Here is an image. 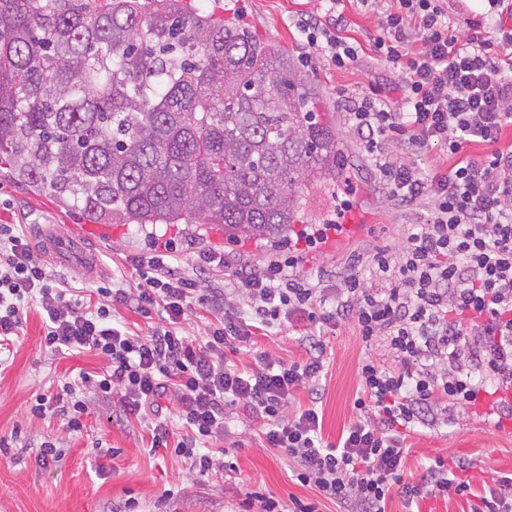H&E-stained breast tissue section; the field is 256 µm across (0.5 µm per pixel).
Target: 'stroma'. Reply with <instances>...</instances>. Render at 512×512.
I'll list each match as a JSON object with an SVG mask.
<instances>
[{
	"mask_svg": "<svg viewBox=\"0 0 512 512\" xmlns=\"http://www.w3.org/2000/svg\"><path fill=\"white\" fill-rule=\"evenodd\" d=\"M237 4L258 35L287 51L298 75L322 95L336 117V130L344 144L347 197L358 226L305 253L301 264L306 268L342 267L360 279H369L366 264L352 262V255L375 245L398 243L407 225L423 224L430 218L427 204L408 209L379 190L365 151L345 123L338 97L343 88L365 92L377 81H400L399 70L373 52L367 39L390 4L388 0H372L368 5L361 0H344L340 34L360 45L359 59L341 69L324 60L313 71L304 65V50L292 22L323 15L322 0H237ZM83 221L79 212L60 208L49 196L34 194L15 183L0 166V224H21L30 234L37 226L51 224L57 236L65 239ZM109 230V235L94 246L101 275L88 276L73 262L57 265L77 287L79 299L107 285L118 269L129 285H136L139 277L127 260L147 252L162 233L174 237L178 251L189 262L200 253L222 251L234 260L261 266L287 253L282 246L228 243L215 232L196 238L179 225H157L152 235L132 225L113 224ZM306 332L304 321L298 320L277 334L255 336L252 348L233 356L232 361L245 367L262 354L287 362L304 360L301 339ZM321 340L325 364L323 435L333 442L354 417L361 362L368 357L381 358L383 352L362 343L348 322L326 332ZM99 366L93 353L68 355L47 348L40 312L29 308L18 341L9 352L0 354V439L9 443L6 452H0V512H122L129 501L134 512H239L242 492L248 487L283 502L293 496L315 503L319 512H336L334 502L295 479V465L286 453L267 447L263 423L256 419L235 423L240 444L229 448L228 458L236 469L222 476L192 472L168 449L151 450L146 423L124 415L115 401L97 406L78 434L68 433L53 411L41 417L30 414L36 395L56 396L79 371L92 372ZM489 411L486 404L471 408L456 416L453 423L407 437V479L418 477L429 459L438 456L466 458L475 464L477 482L470 495L427 498L419 502V512H474L484 493L483 482L512 474V430L498 428L489 420ZM46 440L59 442L62 454L42 463L38 456Z\"/></svg>",
	"mask_w": 512,
	"mask_h": 512,
	"instance_id": "35a3bbf8",
	"label": "stroma"
}]
</instances>
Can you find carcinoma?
Segmentation results:
<instances>
[{
  "mask_svg": "<svg viewBox=\"0 0 512 512\" xmlns=\"http://www.w3.org/2000/svg\"><path fill=\"white\" fill-rule=\"evenodd\" d=\"M0 158L94 224L259 246L345 162L288 53L187 0H0Z\"/></svg>",
  "mask_w": 512,
  "mask_h": 512,
  "instance_id": "1",
  "label": "carcinoma"
}]
</instances>
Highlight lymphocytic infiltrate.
<instances>
[{
  "label": "lymphocytic infiltrate",
  "mask_w": 512,
  "mask_h": 512,
  "mask_svg": "<svg viewBox=\"0 0 512 512\" xmlns=\"http://www.w3.org/2000/svg\"><path fill=\"white\" fill-rule=\"evenodd\" d=\"M392 2L371 42L402 70L398 96L381 87L348 95L345 120L362 138L380 184L408 206L428 198L432 214L411 225L399 246L370 251L375 286L340 271V286L329 294L324 272L298 270L297 251L336 233L337 224L328 222L312 232L298 229L288 258L262 269L232 268L219 251L185 267L175 243L154 245L131 260L137 287L113 279L99 290L103 303L91 308L71 298L65 279L48 273L21 225L0 224V347L12 343L35 306L48 348L89 351L101 362L100 371L65 383L55 400L36 395L32 415L55 408L77 433L95 405L118 396L124 414L150 421L153 447H174L204 474L227 470L220 445L233 438L238 410L262 419L267 447L286 452L297 480L344 512H386L395 494L409 506L470 494L463 477L469 465L460 459L436 458L407 480L404 441L416 428L448 424L488 388L512 384V143L502 141L512 124V64L501 56L512 47V13L503 12L504 0H487L499 13L492 26L474 22L469 34L457 36L438 0ZM297 26L307 68L325 57L340 68L357 61V46L331 29L308 19ZM415 36L425 49L405 58L403 47ZM389 141L399 152L385 151ZM470 143L489 151L467 156ZM436 146L447 148L453 165L430 163ZM216 271L223 286L207 285ZM198 306L213 316L204 336L182 334ZM125 308L160 309L162 323L146 336L131 332L121 319ZM296 319L309 329L304 361L262 355L247 368L230 364L229 355L256 332ZM344 322L392 363L362 362L355 416L330 443L319 408V335ZM301 389L308 401L297 407ZM165 400L175 406L180 440L154 418Z\"/></svg>",
  "instance_id": "1"
}]
</instances>
